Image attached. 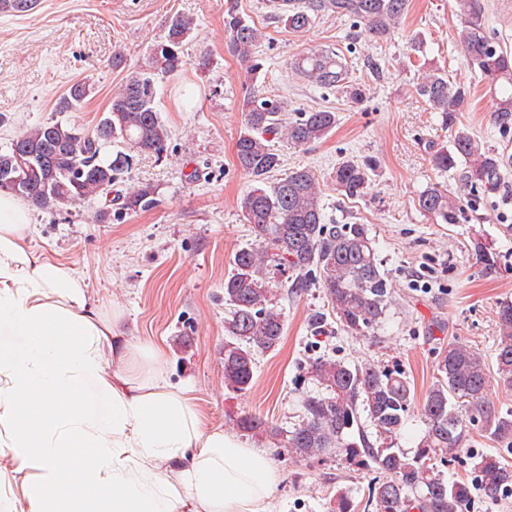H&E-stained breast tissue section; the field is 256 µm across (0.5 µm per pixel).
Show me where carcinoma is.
I'll use <instances>...</instances> for the list:
<instances>
[{
    "mask_svg": "<svg viewBox=\"0 0 512 512\" xmlns=\"http://www.w3.org/2000/svg\"><path fill=\"white\" fill-rule=\"evenodd\" d=\"M36 0H0V12L22 13ZM459 42L471 68L479 71L496 92L494 118L504 130L512 128V53L487 33L477 0H456ZM274 7L288 29L307 31L321 13L357 18L376 41L391 38L408 11V0H277ZM193 21L183 15L171 18L162 40L153 45L148 68L130 74L112 96L108 111L93 129L50 120L21 131L15 140L23 147L15 153L0 150V191L30 205L57 209L90 197L104 196L118 213H137L155 208L157 186L142 183L127 192H113L141 155L160 156L170 131L155 103L156 76L180 70L183 42ZM224 34L230 52L254 75L261 69L255 56L261 33L255 23L230 5L224 13ZM291 69L321 88H340L361 101L365 91L351 84L338 54L331 50L303 54ZM416 94L437 112L448 145L431 154L441 171L453 170L465 187L492 189L500 169L512 161L485 147L460 124V112L470 99V89L448 80L439 69L425 70ZM86 82L72 84L60 99L58 111L81 106L90 95ZM244 127L236 142L239 168L255 183L240 200L255 244L236 252L233 268L224 278V382L236 392L251 387L256 355L276 350L284 333L283 313L277 309L274 289L286 297H300L312 288L323 290L336 322L352 335L368 336L381 324L393 300L391 284L377 254L375 242L364 224H329L321 204L319 184L307 167L294 168L274 179L283 159L273 140L293 147L314 144L336 126L330 110L298 112L286 120L284 102L251 93L243 101ZM114 143L122 150H109ZM373 163L345 159L336 166L333 181L343 196L364 195ZM422 212L443 224H456L464 205L448 189L437 186L418 196ZM487 271L497 268L501 255L480 234L466 246ZM499 338L495 367L490 370L480 353L457 339L440 351L434 381L422 401L400 368L372 364L350 365L316 357L308 373L319 390L306 395L302 419L282 431L252 414L236 422L242 432L261 433L285 448L290 457L306 461L324 455H342L359 468L374 470L378 479L368 487L366 506L373 512H470L473 492L492 499L512 486V464L499 449L471 454L465 448L466 422L479 420L491 441L512 446V410H501L486 399L485 391L496 381L512 391V301L497 307ZM331 327L327 313L310 315L311 336L326 334ZM418 406L425 431L416 450L408 455L394 447L412 406ZM367 421L381 440L374 445L360 420ZM461 453L471 454L475 477L468 482L448 479L438 464Z\"/></svg>",
    "mask_w": 512,
    "mask_h": 512,
    "instance_id": "obj_1",
    "label": "carcinoma"
}]
</instances>
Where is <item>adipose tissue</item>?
Here are the masks:
<instances>
[{"mask_svg": "<svg viewBox=\"0 0 512 512\" xmlns=\"http://www.w3.org/2000/svg\"><path fill=\"white\" fill-rule=\"evenodd\" d=\"M31 240L29 211L1 193L0 422L20 468L39 470L28 512H272L271 461L204 427L154 351L116 334L81 275Z\"/></svg>", "mask_w": 512, "mask_h": 512, "instance_id": "obj_1", "label": "adipose tissue"}]
</instances>
